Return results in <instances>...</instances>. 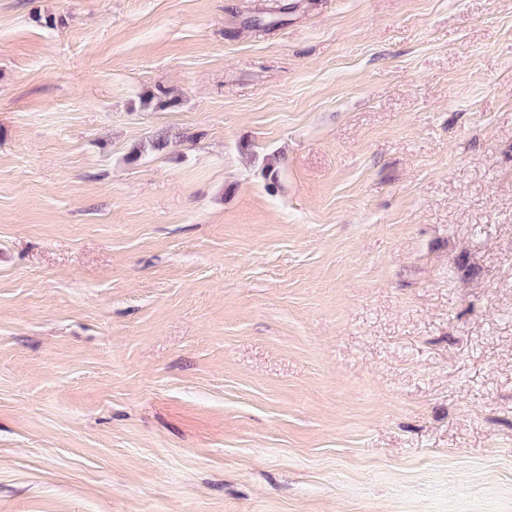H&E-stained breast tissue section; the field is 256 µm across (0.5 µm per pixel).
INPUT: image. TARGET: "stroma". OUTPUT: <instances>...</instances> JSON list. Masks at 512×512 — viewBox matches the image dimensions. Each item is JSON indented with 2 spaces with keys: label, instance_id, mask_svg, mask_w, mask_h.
I'll use <instances>...</instances> for the list:
<instances>
[{
  "label": "stroma",
  "instance_id": "1",
  "mask_svg": "<svg viewBox=\"0 0 512 512\" xmlns=\"http://www.w3.org/2000/svg\"><path fill=\"white\" fill-rule=\"evenodd\" d=\"M0 512H512V0H0Z\"/></svg>",
  "mask_w": 512,
  "mask_h": 512
}]
</instances>
